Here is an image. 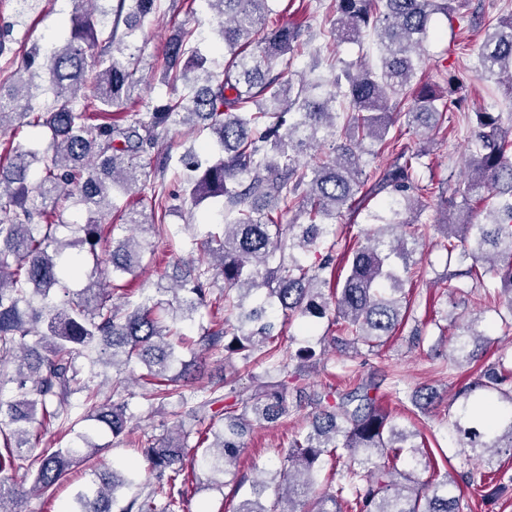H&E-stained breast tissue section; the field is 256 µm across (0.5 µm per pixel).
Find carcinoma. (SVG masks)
Returning a JSON list of instances; mask_svg holds the SVG:
<instances>
[{
  "label": "carcinoma",
  "instance_id": "carcinoma-1",
  "mask_svg": "<svg viewBox=\"0 0 512 512\" xmlns=\"http://www.w3.org/2000/svg\"><path fill=\"white\" fill-rule=\"evenodd\" d=\"M69 2L70 35L44 52L15 50L10 29L0 31V58L14 65L0 67V134L16 119L47 134L42 149L0 152V386L17 382V398L0 399V473L21 471L33 490L45 493L63 484L73 466L92 460L99 446L87 434L36 458L22 452L50 426L74 429L75 393L84 396L81 419L103 425L114 439L129 433L128 405L101 400L100 390L79 377L75 359L83 354L90 367L112 369L114 392L123 389L126 368L143 363L138 380L150 397H176L191 420L207 424L195 447L203 448L198 464L213 475L237 461L250 429L311 408L309 429L294 436L268 479L251 481L234 512H459L453 475L419 479L418 456L427 455L428 439L383 405L384 376L355 373L345 393L299 387L293 402L287 384L267 371L249 393L226 378L223 395L218 387L200 397L185 394L195 347L223 353L232 370L235 360L281 364L278 326L294 320L303 339L290 361H310L328 345L340 353L361 346L380 351L408 319L405 285L417 273L414 255L431 227L447 253L448 295L468 282L488 290L490 273L499 278L506 309L494 322L479 312L460 326L448 361L474 365L486 355L493 328L512 330V117L474 113L465 159L473 176L453 190L461 198L459 215L434 226L414 222L433 197L445 195L419 182L427 148L412 147L405 136L424 130L433 140L454 100L412 82L433 15L455 21L454 0H334L330 36L354 42L370 32L378 56L373 67L334 73L326 92L318 79L284 78L301 27H267L271 0H206L216 27L207 35L178 30L166 41L164 78L182 84L184 94L152 112H127L123 126L104 115L141 82L138 32L161 0ZM207 47L224 51L219 74L207 66ZM279 61L284 69L276 72ZM478 76L512 95V14L488 25ZM42 88L52 95L43 110L36 105ZM408 94L406 127L393 133L394 111ZM339 99L348 111H336ZM176 123L214 137L215 150L190 146L179 157L180 183L194 206L224 199V223L207 233L183 280L136 297L117 281L135 275L144 254L154 253L149 234L171 235L165 218L174 196L156 184L168 157L154 158L151 150ZM329 139L335 158L304 161ZM385 152L395 163L359 180L363 157ZM134 188L150 189V213H126L130 234L117 239L116 225L103 220L118 210L116 196ZM474 204L485 208V221L468 214ZM76 205L85 223L71 225L77 237L61 238L64 213ZM363 211L369 227L338 254L336 218ZM75 246L112 264L107 287L93 280L78 291L68 287L65 274L75 270L61 259ZM311 254L318 263L309 262ZM166 293L173 299H160ZM203 309L209 324L190 340L182 324ZM324 318L332 335L315 341L314 321ZM437 399L431 388L408 395L421 411ZM454 401L448 429L463 452L488 464L501 454L512 457V366L500 359L479 368ZM189 436L179 422L165 436L146 438L143 492L121 500L135 483L132 467L94 470L63 512H183ZM329 461L339 475L334 487L321 479ZM27 494L1 482L0 512H18Z\"/></svg>",
  "mask_w": 512,
  "mask_h": 512
}]
</instances>
